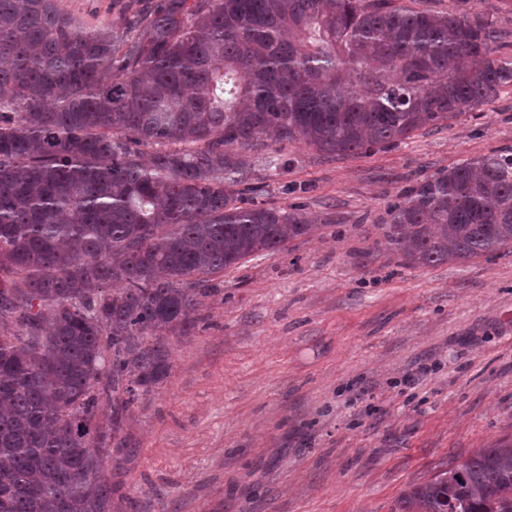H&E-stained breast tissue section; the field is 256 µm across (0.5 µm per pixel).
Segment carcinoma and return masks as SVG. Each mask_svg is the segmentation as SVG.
I'll list each match as a JSON object with an SVG mask.
<instances>
[{
    "label": "carcinoma",
    "mask_w": 512,
    "mask_h": 512,
    "mask_svg": "<svg viewBox=\"0 0 512 512\" xmlns=\"http://www.w3.org/2000/svg\"><path fill=\"white\" fill-rule=\"evenodd\" d=\"M137 2L116 29L0 0V512H114L105 453L168 378L169 339L224 270L314 230L243 205L245 151L366 154L512 83L494 17L466 6ZM388 215L413 266L489 258L512 244V153L428 176ZM395 512H512V438Z\"/></svg>",
    "instance_id": "carcinoma-1"
}]
</instances>
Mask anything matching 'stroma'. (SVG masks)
I'll list each match as a JSON object with an SVG mask.
<instances>
[{"instance_id":"stroma-1","label":"stroma","mask_w":512,"mask_h":512,"mask_svg":"<svg viewBox=\"0 0 512 512\" xmlns=\"http://www.w3.org/2000/svg\"><path fill=\"white\" fill-rule=\"evenodd\" d=\"M128 2L61 0L97 26ZM493 150H512V83L370 155L254 152L247 199L317 230L225 271L172 339L169 377L105 462L120 512H391L512 435V245L412 267L382 229L404 189Z\"/></svg>"}]
</instances>
